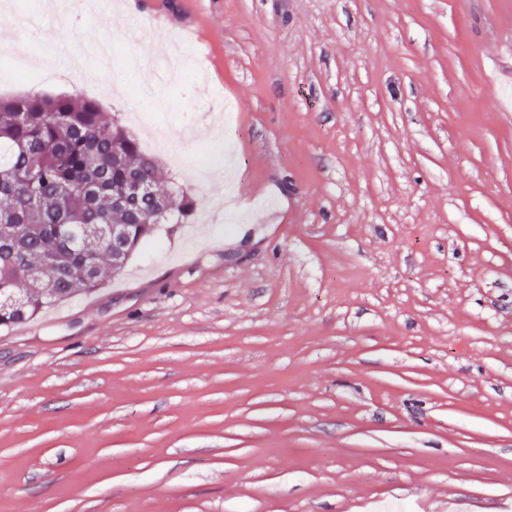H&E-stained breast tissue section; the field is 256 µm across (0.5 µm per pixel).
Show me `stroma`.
Masks as SVG:
<instances>
[{
  "label": "stroma",
  "instance_id": "35a3bbf8",
  "mask_svg": "<svg viewBox=\"0 0 512 512\" xmlns=\"http://www.w3.org/2000/svg\"><path fill=\"white\" fill-rule=\"evenodd\" d=\"M0 0V64L230 151L223 208L0 329V512H512V0ZM196 66L160 84L161 42ZM111 43L109 79L95 48Z\"/></svg>",
  "mask_w": 512,
  "mask_h": 512
}]
</instances>
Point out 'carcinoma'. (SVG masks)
<instances>
[{"instance_id": "cac0c4a2", "label": "carcinoma", "mask_w": 512, "mask_h": 512, "mask_svg": "<svg viewBox=\"0 0 512 512\" xmlns=\"http://www.w3.org/2000/svg\"><path fill=\"white\" fill-rule=\"evenodd\" d=\"M198 200L162 186L158 159L90 100L66 95L0 98V327L95 291L103 265L118 271L154 237L181 224ZM125 225L112 251V225Z\"/></svg>"}]
</instances>
